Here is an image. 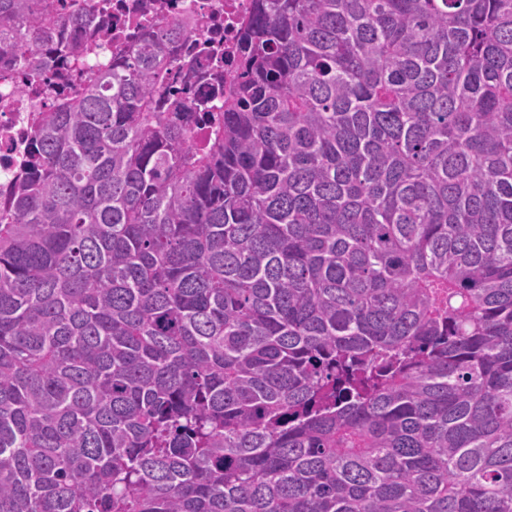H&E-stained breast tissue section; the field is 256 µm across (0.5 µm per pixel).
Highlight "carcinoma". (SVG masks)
<instances>
[{"mask_svg":"<svg viewBox=\"0 0 512 512\" xmlns=\"http://www.w3.org/2000/svg\"><path fill=\"white\" fill-rule=\"evenodd\" d=\"M188 141L173 24L0 212V512H512V0H263ZM0 0V64L97 53Z\"/></svg>","mask_w":512,"mask_h":512,"instance_id":"cac0c4a2","label":"carcinoma"}]
</instances>
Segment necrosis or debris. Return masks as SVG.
I'll return each mask as SVG.
<instances>
[{
  "label": "necrosis or debris",
  "mask_w": 512,
  "mask_h": 512,
  "mask_svg": "<svg viewBox=\"0 0 512 512\" xmlns=\"http://www.w3.org/2000/svg\"><path fill=\"white\" fill-rule=\"evenodd\" d=\"M258 0H94L98 25L88 35L104 47L109 61L120 62L130 39L142 40L166 22L185 24L187 33L169 51L181 66L174 87L188 99L202 98L209 86L190 70L232 74L241 27L256 14ZM49 101L34 96L28 73L16 68L0 77V208L24 163L32 129Z\"/></svg>",
  "instance_id": "obj_1"
}]
</instances>
